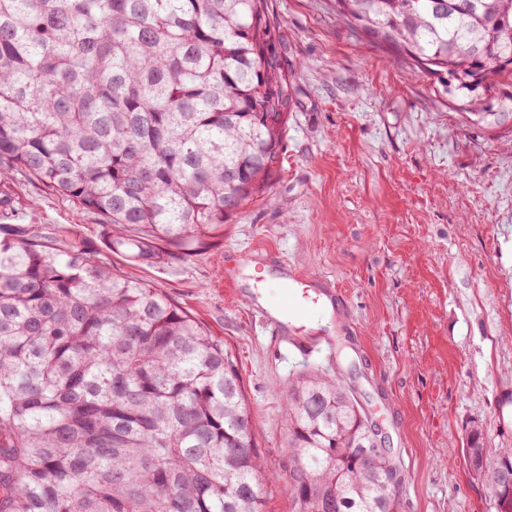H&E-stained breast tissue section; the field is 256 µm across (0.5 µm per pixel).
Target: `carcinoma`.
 Returning <instances> with one entry per match:
<instances>
[{"instance_id": "carcinoma-1", "label": "carcinoma", "mask_w": 512, "mask_h": 512, "mask_svg": "<svg viewBox=\"0 0 512 512\" xmlns=\"http://www.w3.org/2000/svg\"><path fill=\"white\" fill-rule=\"evenodd\" d=\"M466 117L512 78V0H335ZM265 0H0V179L21 172L151 265L214 246L267 193L286 123ZM294 512H401L400 480L336 378L288 386ZM512 448L485 456L494 471ZM233 356L159 289L32 236L0 242V512H265Z\"/></svg>"}]
</instances>
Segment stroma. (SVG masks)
Here are the masks:
<instances>
[{"mask_svg": "<svg viewBox=\"0 0 512 512\" xmlns=\"http://www.w3.org/2000/svg\"><path fill=\"white\" fill-rule=\"evenodd\" d=\"M288 126L271 194L224 226L219 246L113 254L93 211L16 174L0 181V239L29 229L51 251L72 240L128 280L160 288L233 355L270 478L267 512L288 494L290 381L334 376L353 394L401 478L403 512H496L467 465L466 437L512 448V122H468L438 80L356 35L332 0H266ZM271 257L343 296L317 332L333 353L292 350L254 301L275 289L247 269Z\"/></svg>", "mask_w": 512, "mask_h": 512, "instance_id": "1", "label": "stroma"}]
</instances>
